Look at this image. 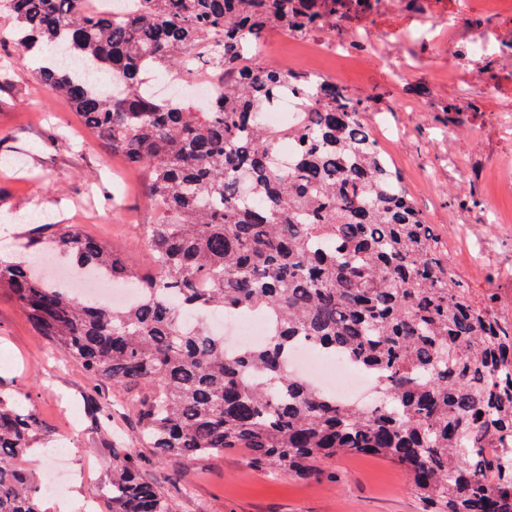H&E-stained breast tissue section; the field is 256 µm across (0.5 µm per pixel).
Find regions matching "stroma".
Here are the masks:
<instances>
[{"label":"stroma","instance_id":"35a3bbf8","mask_svg":"<svg viewBox=\"0 0 512 512\" xmlns=\"http://www.w3.org/2000/svg\"><path fill=\"white\" fill-rule=\"evenodd\" d=\"M493 45L460 61L458 49L475 34ZM512 39V8L486 0H428L426 10L388 0L384 10L349 13L336 31L295 36L273 28L262 61L287 58L295 70L343 75L353 95L368 97L364 120L391 159L426 223L448 248V261L470 288L496 292L512 311V57L499 41ZM34 55L0 52V251L24 244L23 219H65L121 251L146 272L153 256L144 225L158 214L145 171L130 170L95 135L80 134L70 108L44 90ZM478 111H466L471 98ZM463 108L447 115L448 103ZM24 139L26 154L15 153ZM112 205H104L103 193ZM480 200L477 209L462 208ZM33 410L50 447L69 451L77 479L65 500L43 496L44 512H78L112 475V436L122 452L142 460L141 476L160 487L175 512H423L407 474L384 460L342 456L320 463L313 476L253 467L246 451L169 461L136 433L123 396L105 392L108 424L96 425L92 383L81 365L59 352L0 290V390Z\"/></svg>","mask_w":512,"mask_h":512}]
</instances>
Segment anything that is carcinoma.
<instances>
[{
	"label": "carcinoma",
	"mask_w": 512,
	"mask_h": 512,
	"mask_svg": "<svg viewBox=\"0 0 512 512\" xmlns=\"http://www.w3.org/2000/svg\"><path fill=\"white\" fill-rule=\"evenodd\" d=\"M83 2L8 0L15 30L0 44L50 51L42 86L147 170L155 268L134 273L75 226L43 224L0 256V289L95 385L133 395L141 438L173 461L244 448L258 467L310 477L338 455L376 456L409 474L426 512H512V313L448 264L363 121L368 99L256 63L271 27L335 29L336 0H139L120 22ZM156 68L231 82L189 106L143 94L141 74ZM103 76L115 90L97 87ZM285 87L312 112L288 128L282 168L283 133L255 109ZM55 247L139 301L115 310L52 286L38 258ZM201 276L211 287H196ZM216 307L261 312L273 328L228 356L223 338L183 325V313ZM301 340L365 368L381 403L340 404L293 376L286 359ZM47 439L0 391V512H43L35 469L18 461ZM140 469L132 453L113 457L106 512H173Z\"/></svg>",
	"instance_id": "cac0c4a2"
}]
</instances>
